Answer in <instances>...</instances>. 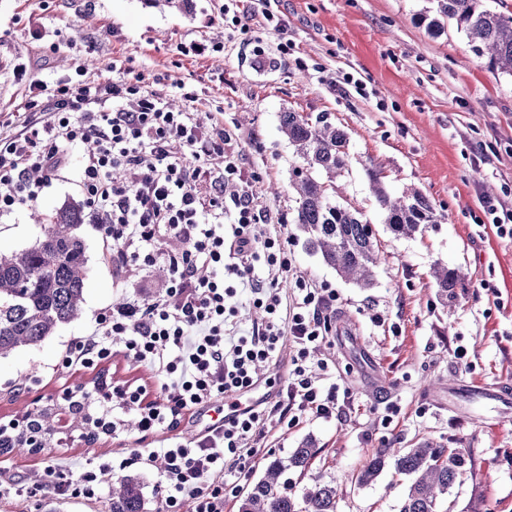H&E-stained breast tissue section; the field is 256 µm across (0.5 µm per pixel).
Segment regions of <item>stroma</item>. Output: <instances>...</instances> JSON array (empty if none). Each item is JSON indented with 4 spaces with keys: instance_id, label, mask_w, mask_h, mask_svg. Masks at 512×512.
Segmentation results:
<instances>
[{
    "instance_id": "35a3bbf8",
    "label": "stroma",
    "mask_w": 512,
    "mask_h": 512,
    "mask_svg": "<svg viewBox=\"0 0 512 512\" xmlns=\"http://www.w3.org/2000/svg\"><path fill=\"white\" fill-rule=\"evenodd\" d=\"M271 7L288 22L295 60L258 68L250 47L221 20H210L209 0H193L186 14L153 0H0V114L24 97L14 68L36 61L41 38L58 46L46 60V77L73 74L82 64L108 79L118 64L148 79L184 81L201 122L223 109L224 126L240 137L255 174L256 194L283 219L278 231L290 241L294 264L338 294L323 346L336 373L315 381L339 383L349 395L342 416L306 414L291 428L272 426L260 458L287 456L314 439L309 470L290 473L294 491L332 480L336 512H397L407 478L387 472L369 486L353 478L384 442L409 448L433 440L465 457L448 494L450 512H512V409L490 412L476 403L470 418L448 409L450 382L512 381V239L498 237L483 211L487 198L512 210V77L490 70L454 22L438 37L418 23V16L435 14L437 0H271ZM191 40L223 42L224 52L181 55L179 43ZM347 72L366 85L368 97L342 89ZM285 111L327 115L349 136L346 197L363 208L382 251L372 288L341 280L290 222V173L299 159L279 129ZM371 162L389 190L416 188L445 221L411 239L393 238L364 173ZM32 213L0 221L1 252L41 236ZM83 235V312L41 345L0 360V423L61 402L65 389L91 381L92 372L58 369L62 351L104 309L164 283L153 272L116 283L97 227L84 224ZM438 262L466 274L454 299L442 300L430 280ZM460 346L467 350L463 363L454 357ZM139 437L125 428L88 446L71 431L39 452L0 455V512H112L111 481L93 498H65L45 485L43 471L54 462L67 471L98 465L102 456L134 448Z\"/></svg>"
}]
</instances>
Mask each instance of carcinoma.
I'll list each match as a JSON object with an SVG mask.
<instances>
[{"label": "carcinoma", "mask_w": 512, "mask_h": 512, "mask_svg": "<svg viewBox=\"0 0 512 512\" xmlns=\"http://www.w3.org/2000/svg\"><path fill=\"white\" fill-rule=\"evenodd\" d=\"M437 2L440 17H421L428 32L439 36L444 31L441 18L455 20L475 54L487 58L488 68L512 77V14L484 0ZM279 125L301 159L291 170L293 224L306 237L309 249L320 254L340 279L359 288L373 287L379 252L372 224L362 209L333 200L342 197L339 179L351 167L346 132L323 115L312 119L291 111L280 113ZM365 171L383 224L394 238H412L445 220L417 189L406 187L394 197L379 167L370 164ZM37 221L44 225V232L34 244L21 251L0 253V358L41 344L82 313L88 271L87 247L81 234L84 206L70 201L45 218L37 217ZM432 278L444 299L466 287L459 270L438 263L433 266ZM78 391V403L70 407L26 414L30 426L37 429V448L30 446L29 433L1 428L0 454L49 447L63 415L82 430L84 437L97 440L102 434L96 428L101 405L86 389L80 387ZM312 456L313 448L306 441L286 457L266 458L261 474L242 497L239 512H336V484L332 481L318 479L299 493L288 489V471L306 469ZM463 464L457 449L430 441L412 448L387 446L371 455L357 482L368 486L391 469L409 480L398 512H442V502L462 474ZM149 504L139 476L123 475L112 485V512H159Z\"/></svg>", "instance_id": "carcinoma-1"}]
</instances>
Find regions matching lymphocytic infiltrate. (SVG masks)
<instances>
[{
    "label": "lymphocytic infiltrate",
    "mask_w": 512,
    "mask_h": 512,
    "mask_svg": "<svg viewBox=\"0 0 512 512\" xmlns=\"http://www.w3.org/2000/svg\"><path fill=\"white\" fill-rule=\"evenodd\" d=\"M211 2L256 62L267 55L258 27L277 36V58L288 61L286 21L270 0ZM183 99L175 104L159 81L122 72L95 80L81 65L63 79L31 78L12 120L0 121V218L32 207L68 176L110 244L104 259L115 278L167 268L160 290L101 312L59 366L93 370L119 352L146 367L148 383L112 386L113 428L132 413L141 433L160 435L158 447L130 456L158 477L162 512H184L188 502L191 512H224L225 488H238L254 468L271 423L341 413L339 384L318 386L310 373L330 369L321 345L337 295L297 270L287 238L271 232L278 218L258 202L238 136L219 116L198 124L195 95ZM284 277L293 284L288 298L279 288ZM244 299L263 313L247 327L236 320ZM287 341L293 354L275 401L216 419L195 444L174 436L186 412L252 392L260 364L278 358ZM125 466L108 460L68 477L49 465L44 474L58 495L92 497Z\"/></svg>",
    "instance_id": "1"
}]
</instances>
